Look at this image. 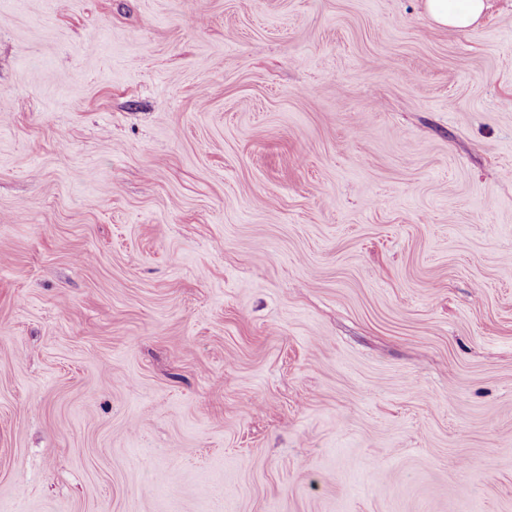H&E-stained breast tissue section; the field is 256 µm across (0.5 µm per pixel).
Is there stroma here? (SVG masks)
Listing matches in <instances>:
<instances>
[{"label": "stroma", "instance_id": "obj_1", "mask_svg": "<svg viewBox=\"0 0 512 512\" xmlns=\"http://www.w3.org/2000/svg\"><path fill=\"white\" fill-rule=\"evenodd\" d=\"M0 0V512H512V0ZM425 6L435 24L462 32L481 18L486 0H426Z\"/></svg>", "mask_w": 512, "mask_h": 512}]
</instances>
